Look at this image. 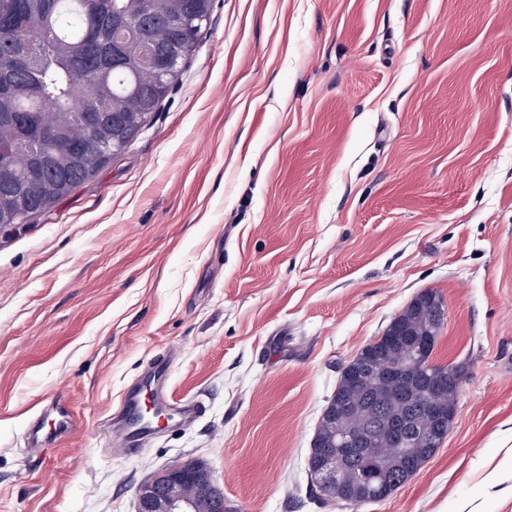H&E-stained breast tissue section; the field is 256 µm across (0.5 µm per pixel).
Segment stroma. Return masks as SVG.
Wrapping results in <instances>:
<instances>
[{
	"label": "stroma",
	"mask_w": 512,
	"mask_h": 512,
	"mask_svg": "<svg viewBox=\"0 0 512 512\" xmlns=\"http://www.w3.org/2000/svg\"><path fill=\"white\" fill-rule=\"evenodd\" d=\"M428 290L447 438L388 500L320 501L341 368ZM163 359L205 412L125 457ZM59 392L81 429L31 447ZM189 460L237 512H512V0H213L121 154L0 234V512H136ZM141 399L140 393L126 394L122 400L121 407L125 411V421L128 430L133 434L149 435L154 432V429L144 428L141 416Z\"/></svg>",
	"instance_id": "stroma-1"
}]
</instances>
